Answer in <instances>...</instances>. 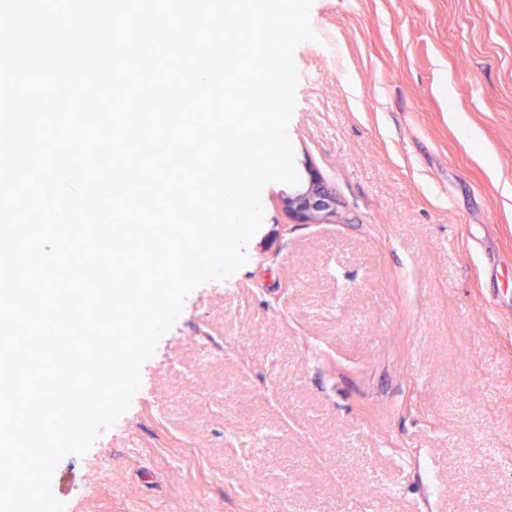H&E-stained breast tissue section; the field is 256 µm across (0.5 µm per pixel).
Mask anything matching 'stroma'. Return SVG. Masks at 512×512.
I'll return each instance as SVG.
<instances>
[{
  "label": "stroma",
  "mask_w": 512,
  "mask_h": 512,
  "mask_svg": "<svg viewBox=\"0 0 512 512\" xmlns=\"http://www.w3.org/2000/svg\"><path fill=\"white\" fill-rule=\"evenodd\" d=\"M309 21L287 134L336 217L290 223L291 185L264 186L233 291H191L130 409L58 462L69 510L512 512V0H312ZM98 457L114 489L88 502Z\"/></svg>",
  "instance_id": "stroma-1"
}]
</instances>
